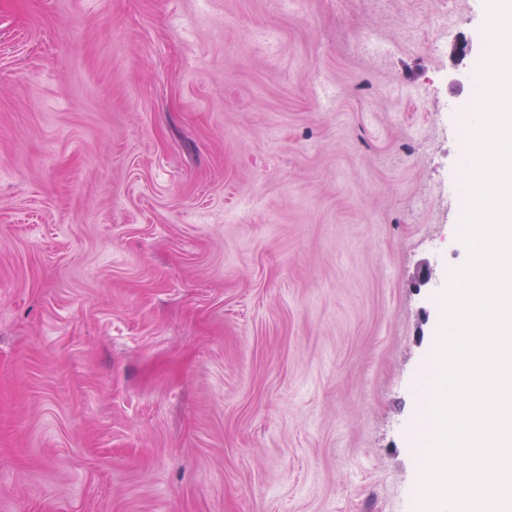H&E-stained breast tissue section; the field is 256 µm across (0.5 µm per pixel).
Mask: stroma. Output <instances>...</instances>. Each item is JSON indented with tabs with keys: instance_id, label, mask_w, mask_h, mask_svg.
Here are the masks:
<instances>
[{
	"instance_id": "35a3bbf8",
	"label": "stroma",
	"mask_w": 512,
	"mask_h": 512,
	"mask_svg": "<svg viewBox=\"0 0 512 512\" xmlns=\"http://www.w3.org/2000/svg\"><path fill=\"white\" fill-rule=\"evenodd\" d=\"M465 2L0 0V512H418Z\"/></svg>"
}]
</instances>
